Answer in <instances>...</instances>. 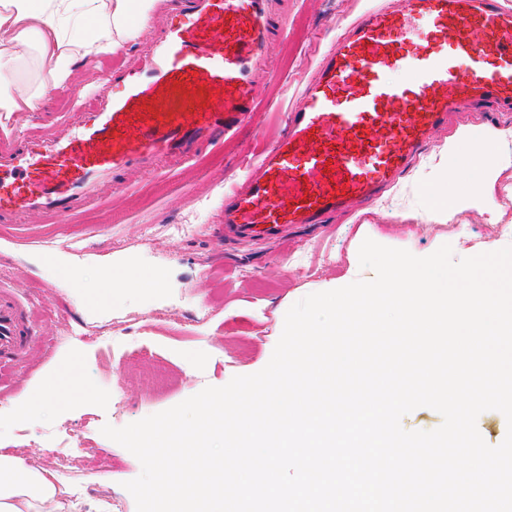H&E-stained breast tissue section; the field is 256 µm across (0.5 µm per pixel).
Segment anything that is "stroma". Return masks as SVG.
I'll return each instance as SVG.
<instances>
[{
	"instance_id": "1",
	"label": "stroma",
	"mask_w": 512,
	"mask_h": 512,
	"mask_svg": "<svg viewBox=\"0 0 512 512\" xmlns=\"http://www.w3.org/2000/svg\"><path fill=\"white\" fill-rule=\"evenodd\" d=\"M374 0H289L288 23L276 34L271 56L288 76L260 94L262 112L236 137L207 149L196 164L163 160L157 171L130 175L124 198L96 204L64 224H45L17 207L37 179H0V205L16 210L0 224V282L33 302L38 336L16 365L0 366V454L34 458L58 468L68 454L76 467L61 479L81 503L99 512L106 497L125 512L136 505L124 484L141 464L104 436L167 410L205 387L262 370L281 336L289 308L324 287L372 279L358 252L365 239L425 256L448 244L455 258L512 245V165L494 184L479 186L484 202L440 213L435 194L454 196L466 171L451 173L444 150L461 131L501 130L498 152L512 157L508 117L489 102L459 106L458 120L433 129L424 145L370 203L329 216L322 226L299 227L287 243L230 244L213 234L221 223L224 189L242 183L244 157L259 153L282 130L321 54ZM193 231L173 237L185 218ZM504 225L501 233L492 232ZM78 267L81 283L63 281L59 262ZM131 264L135 274L165 280L156 293L113 289L99 305L101 268ZM166 380L146 374L156 362ZM53 383L59 399L35 404L26 418L7 416L16 402Z\"/></svg>"
}]
</instances>
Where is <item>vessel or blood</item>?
Returning <instances> with one entry per match:
<instances>
[{
	"label": "vessel or blood",
	"instance_id": "b4317fda",
	"mask_svg": "<svg viewBox=\"0 0 512 512\" xmlns=\"http://www.w3.org/2000/svg\"><path fill=\"white\" fill-rule=\"evenodd\" d=\"M130 63L115 67L123 96L91 93L96 110L64 117L42 143L52 158L81 138L101 162L65 184L52 167L22 212L63 224L90 204L125 192L124 174L165 158L196 160L257 116L258 92L283 76L269 62L286 0H176ZM406 70L410 84L386 82ZM512 106V10L500 0H398L366 12L322 59L289 112L284 134L260 153V172L224 194L218 235L280 238L291 224L372 200L456 100ZM27 137L0 132V175L33 165ZM36 331L20 296L0 284V362L18 359Z\"/></svg>",
	"mask_w": 512,
	"mask_h": 512
}]
</instances>
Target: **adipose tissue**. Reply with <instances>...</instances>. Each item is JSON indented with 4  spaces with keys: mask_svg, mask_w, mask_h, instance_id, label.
I'll return each mask as SVG.
<instances>
[{
    "mask_svg": "<svg viewBox=\"0 0 512 512\" xmlns=\"http://www.w3.org/2000/svg\"><path fill=\"white\" fill-rule=\"evenodd\" d=\"M156 0H0V121L37 112L70 89L74 71L93 55L129 45ZM497 135L471 138L474 167L453 203L482 204L475 182H494L504 163ZM57 475L23 458L0 455V512H68Z\"/></svg>",
    "mask_w": 512,
    "mask_h": 512,
    "instance_id": "adipose-tissue-1",
    "label": "adipose tissue"
}]
</instances>
